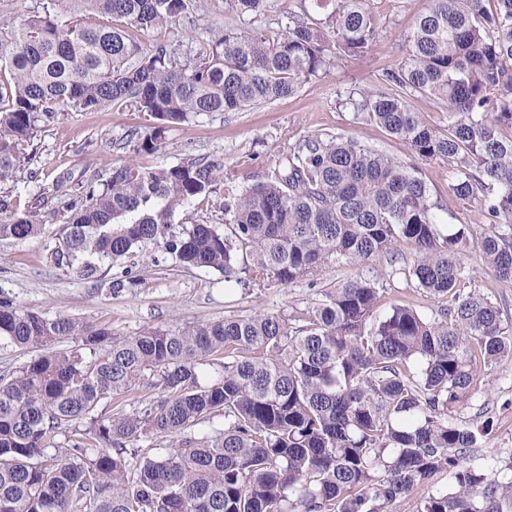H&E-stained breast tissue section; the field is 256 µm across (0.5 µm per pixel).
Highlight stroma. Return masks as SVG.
Instances as JSON below:
<instances>
[{"label":"stroma","instance_id":"1","mask_svg":"<svg viewBox=\"0 0 512 512\" xmlns=\"http://www.w3.org/2000/svg\"><path fill=\"white\" fill-rule=\"evenodd\" d=\"M429 6V0H370L378 33L368 53L343 58L328 75L304 82L295 96L241 112L197 116L191 123L167 131L161 149L154 153L136 148L135 132L144 127L145 120L133 108L60 115L29 149L34 178L0 184V193L12 195L19 209L40 211L47 220L46 234L18 243L0 241V292L24 310L50 319L59 314L78 317L111 328L121 337L137 335L147 326L176 328L258 312L290 315L306 311L317 300L315 289L307 284L263 288L228 284L218 273L175 264L155 248L136 259L141 285L134 292L115 296L92 281L55 268L47 258V247L50 232L63 222L67 203L53 190L59 173L71 172L75 183L81 185L91 174L126 162L152 168L205 157L223 160L235 176V185L242 186L262 180L268 160L284 147L316 135L339 134L415 167L440 206V232L462 222L470 224L473 233H481L488 222L450 190L447 164L421 160L376 122L337 102L339 93L374 86L385 70L398 68L405 38ZM225 21L222 0H200L199 9L181 19L176 32L162 31L157 38L177 47L188 34L193 48L199 49L223 31ZM415 258L414 244L404 240L396 244L392 260L380 259L365 266L333 265L323 270L322 278L327 284L356 277L380 279L383 290L376 309L380 316L395 304L410 306L426 316L437 315L441 305L436 299L405 284L403 271ZM461 262L471 284L512 320V281L498 279L477 249L465 253ZM478 388V393L460 406L456 418L467 423L480 416L492 418L493 428L480 438V451L472 464L502 467L512 463V361L486 369Z\"/></svg>","mask_w":512,"mask_h":512}]
</instances>
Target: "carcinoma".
<instances>
[{
  "label": "carcinoma",
  "instance_id": "1",
  "mask_svg": "<svg viewBox=\"0 0 512 512\" xmlns=\"http://www.w3.org/2000/svg\"><path fill=\"white\" fill-rule=\"evenodd\" d=\"M267 2L224 0V11L258 15ZM189 5L47 0L0 28V183L21 177L25 144L61 112L130 104L153 119L137 138L153 152L195 116L296 94L341 57L367 53L377 33L369 0H325L319 21L302 4L274 35L229 25L184 62L169 43L140 40ZM417 95L448 112V129L411 109ZM345 104L423 161L448 164L450 189L480 206L487 230L441 234L416 169L328 134L284 148L266 180L226 186L222 232L176 214L229 180L224 164L114 166L70 200L47 258L100 283L103 268L152 246L226 283L315 287L322 268L366 265L407 240L417 259L405 277L442 300L440 314L395 305L377 320L380 282L359 277L319 289L292 318L259 312L121 338L0 295V347L42 351L0 373V512H388L445 471L451 489L417 512H512V464L467 465L492 421L455 418L482 370L512 360L500 306L460 288L472 245L512 281V0H431L400 66ZM43 225L0 196V240L27 241ZM141 281L127 265L107 288ZM204 366L218 372L206 380ZM141 385L161 397L126 411ZM149 437L164 451L140 446Z\"/></svg>",
  "mask_w": 512,
  "mask_h": 512
}]
</instances>
